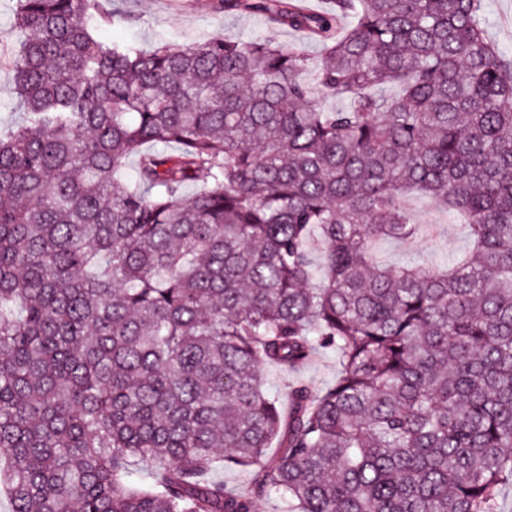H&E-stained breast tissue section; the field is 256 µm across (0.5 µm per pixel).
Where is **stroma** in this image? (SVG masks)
<instances>
[{
	"label": "stroma",
	"mask_w": 512,
	"mask_h": 512,
	"mask_svg": "<svg viewBox=\"0 0 512 512\" xmlns=\"http://www.w3.org/2000/svg\"><path fill=\"white\" fill-rule=\"evenodd\" d=\"M122 18L104 32L105 38L139 43L149 49L161 43L193 44L218 36L242 40L266 37L301 48L310 55L319 49L303 34L290 29L271 28L264 18L254 15H224L206 9L202 0H115ZM482 14L489 39L501 52L512 56V0H482ZM406 206L422 226L420 236L401 243L379 239L373 249L380 259L393 267L414 263L423 267H444L464 255L470 247L465 225L452 223L447 212L433 199L414 193ZM264 373L275 392L287 394L290 383L301 380L322 388L336 378V353L319 350L302 370L289 372L276 366Z\"/></svg>",
	"instance_id": "35a3bbf8"
}]
</instances>
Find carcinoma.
<instances>
[{"label":"carcinoma","mask_w":512,"mask_h":512,"mask_svg":"<svg viewBox=\"0 0 512 512\" xmlns=\"http://www.w3.org/2000/svg\"><path fill=\"white\" fill-rule=\"evenodd\" d=\"M314 36L151 50L112 0H15L0 132L11 512H498L512 480V59L482 0H210ZM393 84L396 96L385 93ZM331 95L346 106L327 111ZM205 176L190 196L184 188ZM417 190L466 224L392 268ZM339 372L288 412L262 367ZM278 451L270 453L272 444ZM149 464L152 484L128 482ZM250 467V489L209 479ZM21 112L16 108V98L13 91V72L8 67L0 65V127L5 128L17 123ZM406 207L418 224L421 235L406 243L379 239L374 252L386 264L401 267L414 263L423 267H445L464 255L470 239L464 224H451L448 213L433 199L414 193L406 199Z\"/></svg>","instance_id":"obj_1"}]
</instances>
